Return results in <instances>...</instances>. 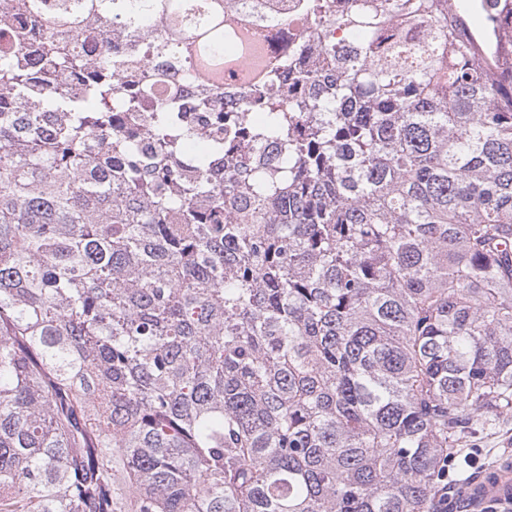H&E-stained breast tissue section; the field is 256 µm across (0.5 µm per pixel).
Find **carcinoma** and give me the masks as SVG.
<instances>
[{
	"mask_svg": "<svg viewBox=\"0 0 512 512\" xmlns=\"http://www.w3.org/2000/svg\"><path fill=\"white\" fill-rule=\"evenodd\" d=\"M1 5L0 512H439L512 418V4L301 0L221 123L224 0Z\"/></svg>",
	"mask_w": 512,
	"mask_h": 512,
	"instance_id": "cac0c4a2",
	"label": "carcinoma"
}]
</instances>
